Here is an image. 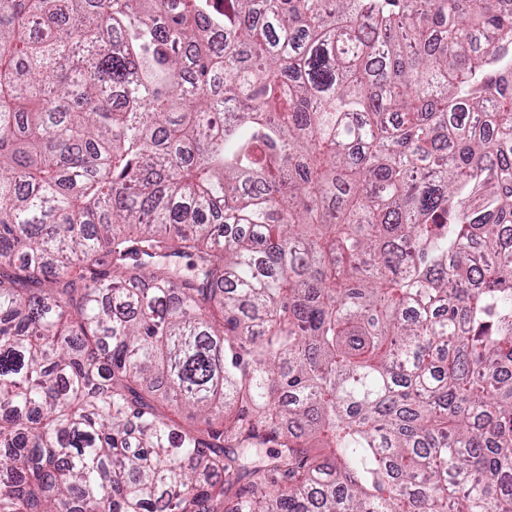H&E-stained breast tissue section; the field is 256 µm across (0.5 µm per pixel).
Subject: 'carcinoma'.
Wrapping results in <instances>:
<instances>
[{"label": "carcinoma", "instance_id": "carcinoma-1", "mask_svg": "<svg viewBox=\"0 0 512 512\" xmlns=\"http://www.w3.org/2000/svg\"><path fill=\"white\" fill-rule=\"evenodd\" d=\"M506 224L503 0H0V512H512Z\"/></svg>", "mask_w": 512, "mask_h": 512}]
</instances>
